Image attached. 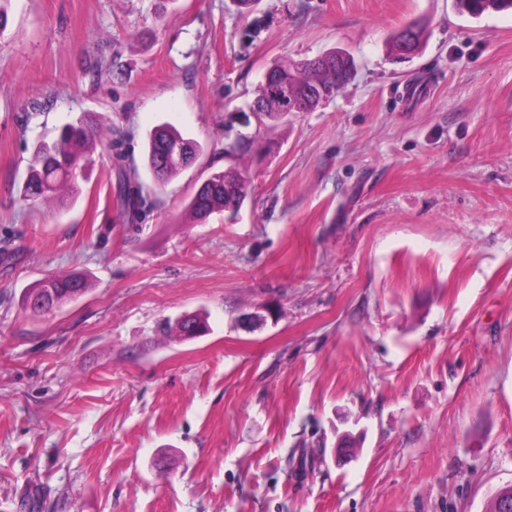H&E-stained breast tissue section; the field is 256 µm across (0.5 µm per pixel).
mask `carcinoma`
Instances as JSON below:
<instances>
[{
	"label": "carcinoma",
	"mask_w": 512,
	"mask_h": 512,
	"mask_svg": "<svg viewBox=\"0 0 512 512\" xmlns=\"http://www.w3.org/2000/svg\"><path fill=\"white\" fill-rule=\"evenodd\" d=\"M459 13L479 17L486 12L512 10V0H455ZM420 45L423 30L414 25H406L390 35V44L401 38ZM328 57L332 69L327 70L313 59L294 66L278 64L275 72L280 79L293 87L295 94L307 98L310 109L333 96L351 78L354 60L350 54L333 50ZM253 111L261 123H275L287 116L272 102L265 85H260ZM95 135V129L88 124H66L56 140L41 142L33 151L29 175L22 187L24 200L36 205L58 199L62 188L70 191V198L79 193V180L84 178L83 149ZM131 131L119 133L109 141L110 157L117 165V201L122 221L126 224H140L156 206L155 192L146 186L138 173L132 158ZM201 154V146L184 137L169 125L155 128L147 137L144 148V164L162 182L190 165ZM248 176L232 170L215 171L196 189L188 204V210L196 221H203L209 215L220 212H235L243 205L248 195ZM88 281L80 273H72L61 278H45L27 289L25 302L27 309L40 313L64 303L73 301L86 293ZM204 324L197 316H185L177 321L173 335L181 340L190 336H200Z\"/></svg>",
	"instance_id": "obj_1"
}]
</instances>
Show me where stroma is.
<instances>
[{"label":"stroma","instance_id":"1","mask_svg":"<svg viewBox=\"0 0 512 512\" xmlns=\"http://www.w3.org/2000/svg\"><path fill=\"white\" fill-rule=\"evenodd\" d=\"M424 28L401 60L390 33ZM334 96L259 126L266 69ZM85 120L199 142L143 224L103 139L72 206L20 194ZM261 152L226 154L235 135ZM250 193L190 222L214 171ZM87 273L32 316V282ZM196 314L181 341L164 322ZM260 319L253 330L239 320ZM351 448L336 446L341 434ZM512 486V13L454 0H11L0 31V512H489ZM459 13L479 17L485 12L512 10V0H455ZM327 53L329 54L325 56L330 58L332 70H326L319 61L313 59L294 66L276 64L275 72L282 81L270 77L272 68L266 71L263 81L268 83L271 97L281 105L285 112L305 111L304 100L296 96L307 98L310 104L309 112H311L323 100L332 97L348 83L354 71L353 58L350 54L340 50ZM288 84L293 87L295 92ZM252 110L257 112L261 123L266 124L267 121L268 125L283 119L288 114L269 99L263 82L260 85L259 94Z\"/></svg>","mask_w":512,"mask_h":512}]
</instances>
